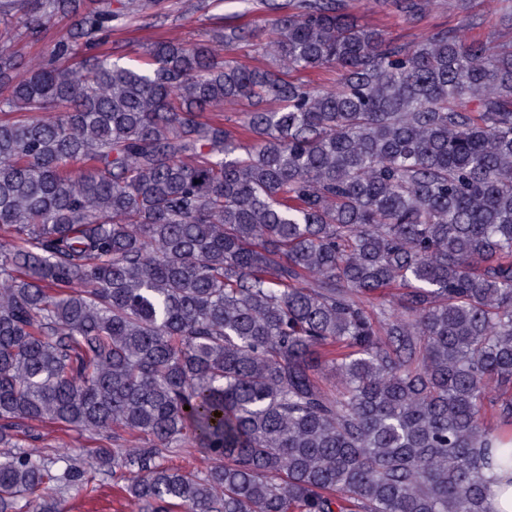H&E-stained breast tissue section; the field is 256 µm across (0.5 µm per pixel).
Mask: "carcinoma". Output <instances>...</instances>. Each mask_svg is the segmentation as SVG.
<instances>
[{
	"mask_svg": "<svg viewBox=\"0 0 512 512\" xmlns=\"http://www.w3.org/2000/svg\"><path fill=\"white\" fill-rule=\"evenodd\" d=\"M343 2L274 6L254 65L222 55L239 25L131 67L104 45L153 0H0V512L101 475L142 512H495L512 44L400 43ZM63 19L24 67L12 43ZM47 422L90 461L16 447ZM195 448L204 469L172 463Z\"/></svg>",
	"mask_w": 512,
	"mask_h": 512,
	"instance_id": "obj_1",
	"label": "carcinoma"
}]
</instances>
